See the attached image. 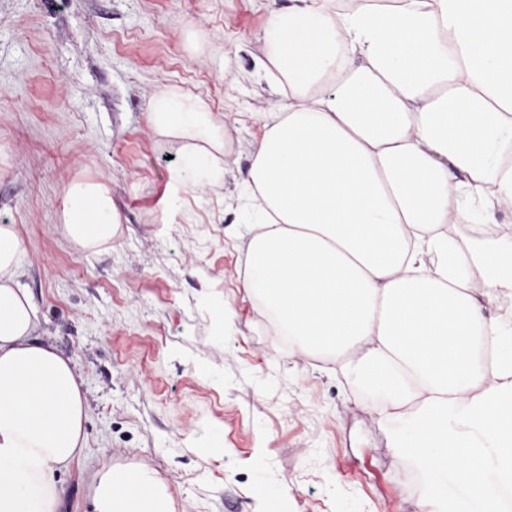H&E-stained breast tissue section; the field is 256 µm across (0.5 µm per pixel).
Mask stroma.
<instances>
[{
  "mask_svg": "<svg viewBox=\"0 0 512 512\" xmlns=\"http://www.w3.org/2000/svg\"><path fill=\"white\" fill-rule=\"evenodd\" d=\"M264 28L262 0H0V224L24 240L34 336L86 398L62 512H90L110 465L150 471L174 512H418L400 417L290 352L241 284V176L276 100ZM163 87L223 116V148L148 126ZM76 181L111 188L112 239L66 234Z\"/></svg>",
  "mask_w": 512,
  "mask_h": 512,
  "instance_id": "1",
  "label": "stroma"
}]
</instances>
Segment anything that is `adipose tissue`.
Segmentation results:
<instances>
[{"label": "adipose tissue", "mask_w": 512, "mask_h": 512, "mask_svg": "<svg viewBox=\"0 0 512 512\" xmlns=\"http://www.w3.org/2000/svg\"><path fill=\"white\" fill-rule=\"evenodd\" d=\"M279 100L262 117L243 183L258 216L243 286L303 355L340 360L384 391L382 419L408 424L419 512H502L512 491V236L461 248L452 224H489L512 205V0H291L268 8ZM161 136H211L199 97L159 90ZM101 182L65 191L81 246L115 235ZM23 240L0 224V512H60L56 476L86 438L70 357L32 336L17 281ZM485 336L491 363L475 359ZM93 512H173L147 470L92 477Z\"/></svg>", "instance_id": "1"}]
</instances>
